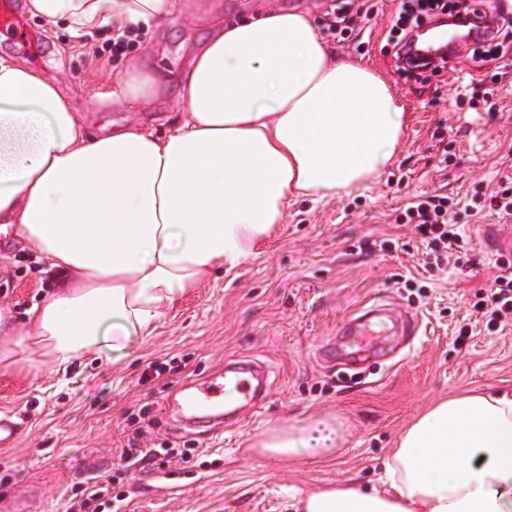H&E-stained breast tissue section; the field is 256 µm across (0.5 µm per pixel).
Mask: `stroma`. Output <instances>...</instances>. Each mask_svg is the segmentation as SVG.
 Listing matches in <instances>:
<instances>
[{
    "label": "stroma",
    "mask_w": 512,
    "mask_h": 512,
    "mask_svg": "<svg viewBox=\"0 0 512 512\" xmlns=\"http://www.w3.org/2000/svg\"><path fill=\"white\" fill-rule=\"evenodd\" d=\"M311 15L335 54L384 76L407 112V130L393 164L335 197L291 202L283 224L257 245L252 259L217 270L191 289L120 361L88 355L60 368L32 354L0 369V416L18 439L0 447V512L17 496L31 512H71L78 487L113 476L118 512H291L295 493L349 480L382 487V461L404 427L432 402L476 389L512 387V322L486 330L473 305L501 260L491 232L512 215L467 214L474 191L512 176V55L497 60L495 95L472 100L481 72L470 53L438 73L408 81L386 40L400 0H361L371 17H356L349 0H273ZM263 0H194L192 9L159 25L141 26L124 54L113 55L111 27L75 38L65 28L44 32L28 18L31 53L22 38L0 29V52L58 80L72 95L90 133L137 114L160 126L178 94L144 105L113 101L128 62L182 75L218 18L243 16ZM355 18L345 32L325 30L339 7ZM457 200V221L472 249L423 279L424 256L411 229L395 218L417 195ZM420 278L421 289L405 287ZM49 276L13 231L0 233V302L18 318L38 303ZM417 315L411 336L367 339L364 360L333 365L321 347L374 299ZM469 335H461V328ZM257 358L273 369L257 412L219 432L178 428L163 410L180 385L206 380L225 361ZM146 413L156 443L177 450L166 466L121 459L133 436V413ZM334 421L336 452L322 461L281 462L257 443L271 428Z\"/></svg>",
    "instance_id": "stroma-1"
}]
</instances>
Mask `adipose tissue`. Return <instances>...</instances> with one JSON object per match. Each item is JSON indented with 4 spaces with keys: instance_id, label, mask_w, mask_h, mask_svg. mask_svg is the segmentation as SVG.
<instances>
[{
    "instance_id": "ef3b65f1",
    "label": "adipose tissue",
    "mask_w": 512,
    "mask_h": 512,
    "mask_svg": "<svg viewBox=\"0 0 512 512\" xmlns=\"http://www.w3.org/2000/svg\"><path fill=\"white\" fill-rule=\"evenodd\" d=\"M178 0H27L45 30L89 35L163 23ZM166 80L120 77L148 104ZM165 131L89 133L60 85L0 54V224L33 245L56 281L17 323L0 306V368L31 349L65 366L118 361L217 268L245 264L291 199L333 197L389 166L407 115L390 83L332 56L308 14L264 8L216 23L179 81ZM291 462L323 460L336 428L311 419L259 443ZM387 491L316 486L294 512H512V391L430 405L385 462Z\"/></svg>"
}]
</instances>
